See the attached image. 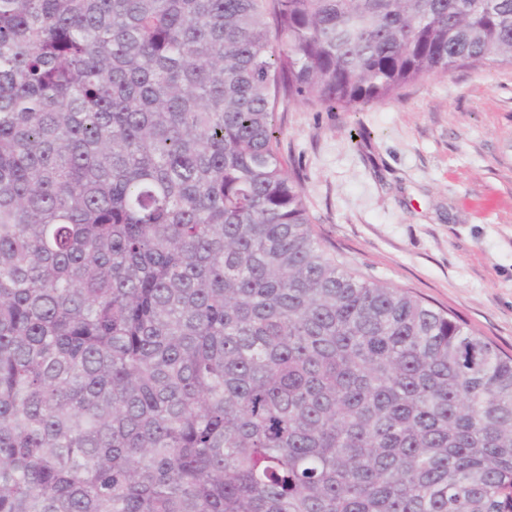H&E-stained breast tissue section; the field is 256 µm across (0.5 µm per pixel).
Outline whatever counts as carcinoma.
Segmentation results:
<instances>
[{"label":"carcinoma","mask_w":512,"mask_h":512,"mask_svg":"<svg viewBox=\"0 0 512 512\" xmlns=\"http://www.w3.org/2000/svg\"><path fill=\"white\" fill-rule=\"evenodd\" d=\"M502 64L512 0H0V512H512V355L276 137Z\"/></svg>","instance_id":"obj_1"}]
</instances>
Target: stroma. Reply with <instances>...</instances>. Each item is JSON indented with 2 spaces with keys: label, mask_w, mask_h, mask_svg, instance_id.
I'll return each mask as SVG.
<instances>
[{
  "label": "stroma",
  "mask_w": 512,
  "mask_h": 512,
  "mask_svg": "<svg viewBox=\"0 0 512 512\" xmlns=\"http://www.w3.org/2000/svg\"><path fill=\"white\" fill-rule=\"evenodd\" d=\"M280 151L325 250L512 353V66L359 109L293 103Z\"/></svg>",
  "instance_id": "obj_1"
}]
</instances>
